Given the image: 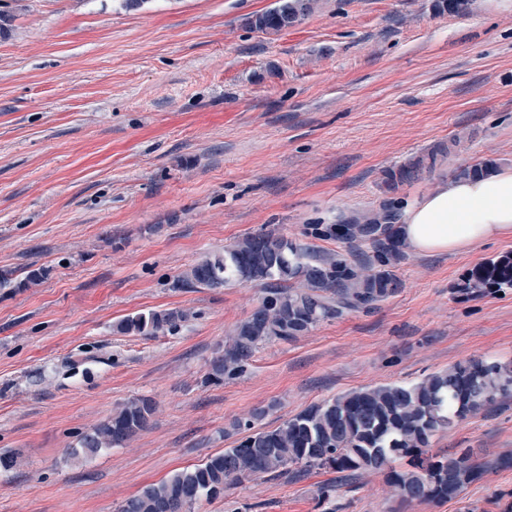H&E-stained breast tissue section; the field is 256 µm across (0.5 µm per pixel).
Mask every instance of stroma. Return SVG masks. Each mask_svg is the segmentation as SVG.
I'll return each instance as SVG.
<instances>
[{"mask_svg": "<svg viewBox=\"0 0 512 512\" xmlns=\"http://www.w3.org/2000/svg\"><path fill=\"white\" fill-rule=\"evenodd\" d=\"M277 0H0V512H118L146 485L205 462L254 416L271 429L337 394L512 357V290L455 287L512 252V234L457 254L408 250L399 294L255 350L207 381L255 284L185 288L205 255L273 229L323 252L312 224L437 190L458 167L512 168V0H318L278 32ZM462 143L385 193L387 170ZM47 278L21 287L32 270ZM181 309L156 336L139 312ZM156 411L130 442L77 455L121 404ZM433 448L485 467L449 502L402 503L384 475L258 477L194 512H512V398ZM186 316L184 311L177 309L150 310L124 318L118 323L117 329L123 333L156 336L173 329Z\"/></svg>", "mask_w": 512, "mask_h": 512, "instance_id": "stroma-1", "label": "stroma"}]
</instances>
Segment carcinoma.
I'll list each match as a JSON object with an SVG mask.
<instances>
[{
	"label": "carcinoma",
	"instance_id": "cac0c4a2",
	"mask_svg": "<svg viewBox=\"0 0 512 512\" xmlns=\"http://www.w3.org/2000/svg\"><path fill=\"white\" fill-rule=\"evenodd\" d=\"M317 0H280L257 15L262 31H280L311 13ZM439 152L408 168L389 170L388 193L423 171L436 168ZM398 209L390 201L341 224L312 225L317 238L334 237L353 247L369 244L372 254H314L274 231L245 236L206 257L181 277L191 287L223 288L251 283L263 287L261 302L227 337L210 362L206 380L222 382L244 372L253 352L272 340L288 341L346 313L368 312L397 294L395 273L406 243L398 233ZM512 288V257L488 259L464 277L457 290L481 297ZM186 313L150 310L121 320L123 333L156 336L173 329ZM512 396V359L480 357L459 362L411 384L381 385L339 394L314 404L272 430L252 429V418L235 428L246 435L233 448L210 456L144 487L124 500L118 512H194L201 500L250 477L271 478L305 470L354 474L373 471L405 502H447L479 481L483 466L468 449L431 453L434 436ZM154 412L148 397L122 404L107 420L81 436L83 456L122 445L143 430Z\"/></svg>",
	"mask_w": 512,
	"mask_h": 512
}]
</instances>
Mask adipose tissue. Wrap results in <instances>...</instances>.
Returning <instances> with one entry per match:
<instances>
[{"label":"adipose tissue","instance_id":"ef3b65f1","mask_svg":"<svg viewBox=\"0 0 512 512\" xmlns=\"http://www.w3.org/2000/svg\"><path fill=\"white\" fill-rule=\"evenodd\" d=\"M401 237L422 253L463 252L512 233V169L445 180L407 205Z\"/></svg>","mask_w":512,"mask_h":512}]
</instances>
